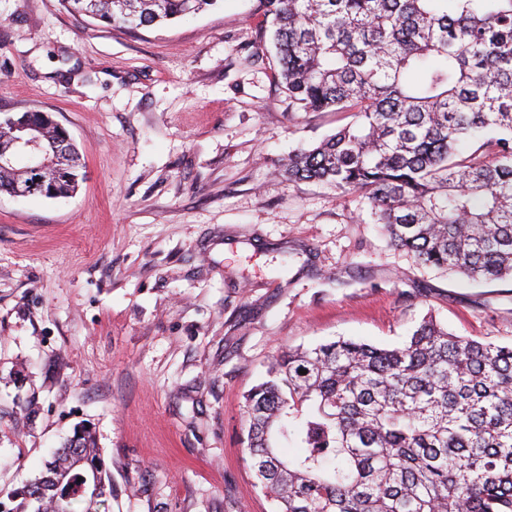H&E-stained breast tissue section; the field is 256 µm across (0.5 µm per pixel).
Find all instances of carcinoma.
Here are the masks:
<instances>
[{"label": "carcinoma", "mask_w": 512, "mask_h": 512, "mask_svg": "<svg viewBox=\"0 0 512 512\" xmlns=\"http://www.w3.org/2000/svg\"><path fill=\"white\" fill-rule=\"evenodd\" d=\"M62 2L137 29L219 0ZM256 11L271 28L274 82L304 112L351 117L289 156L281 176L365 199L419 266L512 281V0H257ZM15 137L0 121V152L26 159L0 166V191L39 196L50 173ZM65 150L57 198L85 177L73 143ZM244 414L275 512H512V343L429 317L395 347L342 338L290 349ZM292 434L296 459L278 447ZM22 496L32 512H101L112 478L92 434L75 431Z\"/></svg>", "instance_id": "obj_1"}]
</instances>
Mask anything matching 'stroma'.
I'll return each mask as SVG.
<instances>
[{"label":"stroma","instance_id":"1","mask_svg":"<svg viewBox=\"0 0 512 512\" xmlns=\"http://www.w3.org/2000/svg\"><path fill=\"white\" fill-rule=\"evenodd\" d=\"M255 6L130 31L0 0V119L52 113L86 167L69 198L0 192V512L79 426L107 512H274L242 413L273 356L428 314L512 341L511 281L420 267L361 198L280 175L346 118L275 85Z\"/></svg>","mask_w":512,"mask_h":512}]
</instances>
